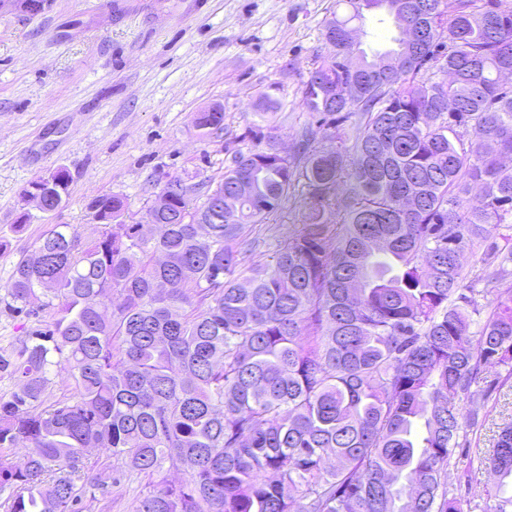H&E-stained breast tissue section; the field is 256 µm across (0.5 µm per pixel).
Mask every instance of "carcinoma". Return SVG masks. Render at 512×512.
I'll return each mask as SVG.
<instances>
[{"label":"carcinoma","instance_id":"carcinoma-1","mask_svg":"<svg viewBox=\"0 0 512 512\" xmlns=\"http://www.w3.org/2000/svg\"><path fill=\"white\" fill-rule=\"evenodd\" d=\"M342 2L301 88L331 148L308 128L287 156L256 132L216 186L168 180L155 223L101 196L98 237L58 224L14 267L8 310L52 316L0 346L8 512H84L132 473L150 485L135 512H464L448 469L479 424L465 400L486 366L512 375V3L427 0L403 19L420 43L370 56L341 32L367 34L369 10L400 28L396 0ZM384 58L400 59L385 80L369 72ZM193 125L219 134L224 107ZM57 176L35 180L44 214L66 202ZM301 181L297 231L250 262L253 226ZM466 252L497 266L482 289ZM62 373L68 394L45 403ZM479 461L492 512H512V422Z\"/></svg>","mask_w":512,"mask_h":512}]
</instances>
